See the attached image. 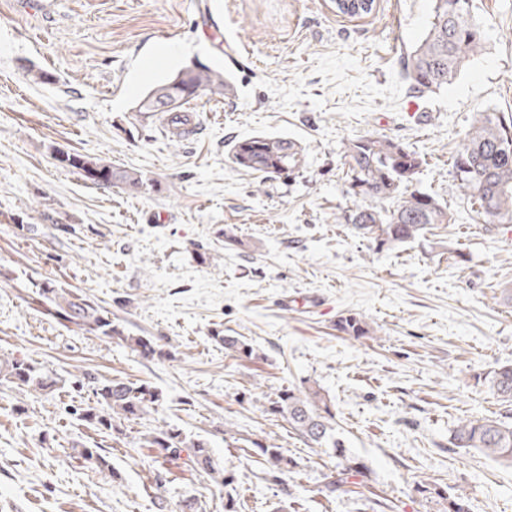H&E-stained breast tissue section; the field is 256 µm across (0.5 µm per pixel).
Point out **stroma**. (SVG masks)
Wrapping results in <instances>:
<instances>
[{
  "instance_id": "35a3bbf8",
  "label": "stroma",
  "mask_w": 512,
  "mask_h": 512,
  "mask_svg": "<svg viewBox=\"0 0 512 512\" xmlns=\"http://www.w3.org/2000/svg\"><path fill=\"white\" fill-rule=\"evenodd\" d=\"M474 6L485 51L420 94L402 57L433 0H375L355 17L336 0H0V359L60 379L48 395L0 384V512H180L188 496L202 512H438L424 481L465 493L470 512H512V467L448 446L460 420L499 412L476 377L512 360V226L467 222L450 167L475 111L512 116V0ZM192 62L224 68L232 90L194 100L195 128L176 142L134 107ZM254 134L295 140L300 171L231 164L232 141ZM371 134L426 157L418 186L455 223L381 250L341 223L343 145ZM62 153L137 169L150 186L92 184ZM228 226L239 245L225 244ZM46 279L157 338L165 357L56 318L35 292ZM348 313L372 336L339 332ZM87 373L146 381L163 401L125 434L94 431L74 415L94 399L71 386ZM309 385L367 466L331 495V450L267 412L279 389ZM156 428L206 440L234 495L199 476L189 449L142 447ZM229 434L282 448L293 472L274 480ZM82 445L104 449L111 471L73 458Z\"/></svg>"
}]
</instances>
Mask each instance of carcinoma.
Here are the masks:
<instances>
[{"mask_svg": "<svg viewBox=\"0 0 512 512\" xmlns=\"http://www.w3.org/2000/svg\"><path fill=\"white\" fill-rule=\"evenodd\" d=\"M431 20L424 36L403 57V70L411 87L419 93L430 92L453 83L471 57L484 49L485 37L474 18V0H433ZM374 0H340L337 12L357 16L369 14ZM182 86L175 93L182 102L166 108L159 94L176 80ZM229 75L222 68L193 63L179 70L165 82L145 93L137 102V111L147 109L151 115H167L168 125L186 126L191 115L186 105L202 96L222 97L230 92ZM344 182L352 206L345 211V223L362 236L374 241L377 248H393L409 242L433 224H453L454 214L435 195L416 187L426 159L404 143L386 136L366 135L344 144ZM228 158L238 168L261 175L292 172L302 163L301 147L286 136L259 134L231 143ZM58 162L79 173L94 185L103 182L96 174L107 177V186L121 185L139 191L145 182L139 171L116 168L101 159L76 153L58 157ZM458 188L463 192L470 219L476 224H512V117L499 112L477 111L464 133L461 148L451 157ZM366 190H356L358 186ZM38 296L53 304L54 313L63 321L109 338L131 342L133 350L146 358L165 356L157 342L147 336H126L91 298L57 286L52 281L36 284ZM338 330L355 338L370 335L366 321L355 314L339 319ZM212 339L233 352H248L236 336L218 331ZM488 391L500 402L503 413L497 416L459 421L452 430L448 445L464 451L476 450L503 464L512 466V362L497 363L481 375ZM0 380L36 393L56 390L57 378L36 367L25 358L0 363ZM95 401L79 414V421L102 432L123 434L125 423L142 420L161 405L162 395L149 383L127 378L104 379L93 388ZM267 413L284 419L291 430L310 444L334 449L339 459L336 471L326 484L328 493L342 489L350 480L363 474L365 466L346 454L335 436L336 412L331 399L321 388L308 386L285 389L269 400ZM268 464L276 480L294 468L291 458L280 448L251 442ZM193 449L192 463L199 471L232 485L210 454L207 444L188 441L175 429H155L141 441L143 448H163L174 453L180 447ZM78 455L101 470H112L107 457L95 448H81ZM418 492L442 505L441 512H469L468 498L462 492H450L440 484L420 483Z\"/></svg>", "mask_w": 512, "mask_h": 512, "instance_id": "1", "label": "carcinoma"}]
</instances>
